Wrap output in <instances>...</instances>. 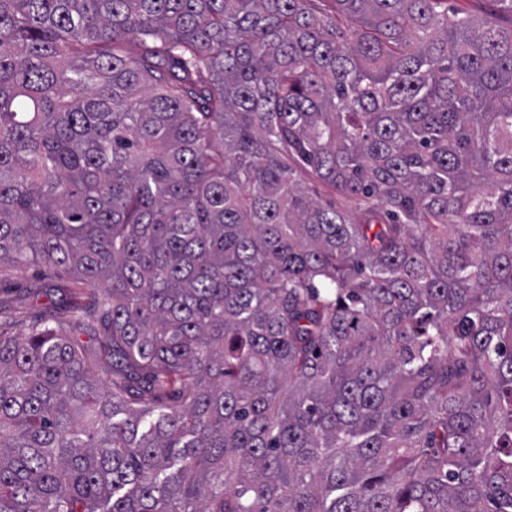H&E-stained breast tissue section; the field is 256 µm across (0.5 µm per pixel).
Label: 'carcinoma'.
<instances>
[{"label": "carcinoma", "mask_w": 512, "mask_h": 512, "mask_svg": "<svg viewBox=\"0 0 512 512\" xmlns=\"http://www.w3.org/2000/svg\"><path fill=\"white\" fill-rule=\"evenodd\" d=\"M330 2L0 0V512H512V0ZM88 288L75 282L69 270L62 266L2 264L1 317L15 321L17 330L24 331L49 316L70 323L69 308L74 297L81 296Z\"/></svg>", "instance_id": "1"}]
</instances>
